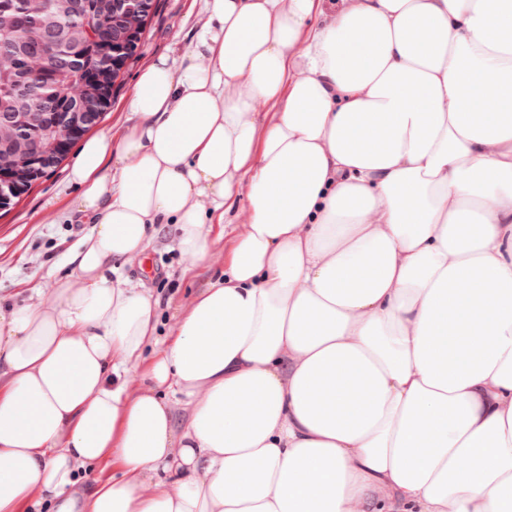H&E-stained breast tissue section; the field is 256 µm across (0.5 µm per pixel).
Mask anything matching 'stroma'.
Returning <instances> with one entry per match:
<instances>
[{
    "label": "stroma",
    "instance_id": "35a3bbf8",
    "mask_svg": "<svg viewBox=\"0 0 512 512\" xmlns=\"http://www.w3.org/2000/svg\"><path fill=\"white\" fill-rule=\"evenodd\" d=\"M158 11L139 48L136 62L112 93V103L98 130L120 136L133 123L126 106L141 72L156 58L177 57L189 48L205 20L202 0H158ZM72 146L64 162L24 198L0 211V298L50 302L59 279L71 270L69 260L91 226L74 204L80 190L69 171L79 156ZM241 227L214 225L210 253L198 261L181 254L172 225L162 226L142 256L127 261L124 276L158 298V343H165L196 295L220 279L224 261Z\"/></svg>",
    "mask_w": 512,
    "mask_h": 512
}]
</instances>
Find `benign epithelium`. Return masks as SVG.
Returning a JSON list of instances; mask_svg holds the SVG:
<instances>
[{
    "label": "benign epithelium",
    "mask_w": 512,
    "mask_h": 512,
    "mask_svg": "<svg viewBox=\"0 0 512 512\" xmlns=\"http://www.w3.org/2000/svg\"><path fill=\"white\" fill-rule=\"evenodd\" d=\"M82 5L83 0H26L32 23L12 53L0 56V81L14 88L7 111L0 112V210L58 167L72 145L100 124L157 0H93L102 24L92 40L77 26ZM18 24L14 11L0 8V38L13 36ZM93 43L100 48L97 62L68 95L53 99L51 61L75 64Z\"/></svg>",
    "instance_id": "7a95c632"
}]
</instances>
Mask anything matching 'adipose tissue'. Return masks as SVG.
<instances>
[{"label": "adipose tissue", "mask_w": 512, "mask_h": 512, "mask_svg": "<svg viewBox=\"0 0 512 512\" xmlns=\"http://www.w3.org/2000/svg\"><path fill=\"white\" fill-rule=\"evenodd\" d=\"M203 6L82 146L70 276L0 299V512H512V0ZM241 195L146 352L125 262L205 258ZM247 202L240 196L237 202V223L214 225L211 247L203 261L181 254L174 240L173 225L162 226L151 238L145 253L127 261L124 277L160 301V325L156 339L161 347L168 339L177 321L185 315L196 295L220 279L224 260L234 247L235 237L243 229Z\"/></svg>", "instance_id": "adipose-tissue-1"}]
</instances>
